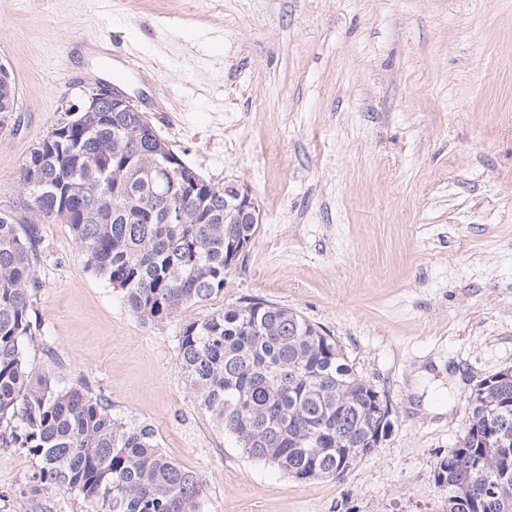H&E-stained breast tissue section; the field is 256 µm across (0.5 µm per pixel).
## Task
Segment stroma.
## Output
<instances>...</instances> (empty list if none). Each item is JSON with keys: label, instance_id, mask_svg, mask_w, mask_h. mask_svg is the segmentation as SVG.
Returning <instances> with one entry per match:
<instances>
[{"label": "stroma", "instance_id": "obj_1", "mask_svg": "<svg viewBox=\"0 0 512 512\" xmlns=\"http://www.w3.org/2000/svg\"><path fill=\"white\" fill-rule=\"evenodd\" d=\"M0 64L26 121L0 138V200L104 81L263 216L223 293L163 323L87 269L69 225H44L30 363L151 425L199 476L201 512H448L436 466L472 389L512 367V0H0ZM249 298L330 332L388 396L391 437L342 477L248 458L200 410L179 331ZM40 466L0 448V512H85Z\"/></svg>", "mask_w": 512, "mask_h": 512}]
</instances>
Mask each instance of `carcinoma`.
Wrapping results in <instances>:
<instances>
[{
    "instance_id": "obj_1",
    "label": "carcinoma",
    "mask_w": 512,
    "mask_h": 512,
    "mask_svg": "<svg viewBox=\"0 0 512 512\" xmlns=\"http://www.w3.org/2000/svg\"><path fill=\"white\" fill-rule=\"evenodd\" d=\"M144 112L61 117L19 170V201L0 205V448L41 457L40 484L77 491L86 512H200L201 484L80 386L29 363L39 326L42 225L69 224L85 265L130 311L162 323L224 292L256 224L224 215V187L197 183ZM27 217L2 213L14 204ZM177 361L199 405L248 457L300 481L335 477L372 452L388 399L335 337L262 299L182 325ZM468 427L435 469L448 512H512V375L467 399Z\"/></svg>"
}]
</instances>
